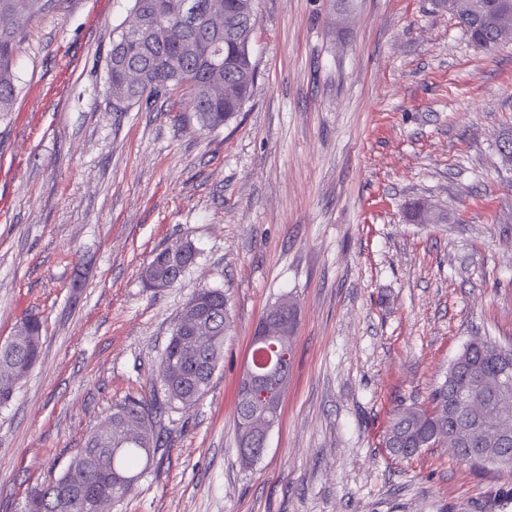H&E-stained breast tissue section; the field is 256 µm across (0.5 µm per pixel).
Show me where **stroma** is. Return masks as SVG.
Returning <instances> with one entry per match:
<instances>
[{"label": "stroma", "instance_id": "stroma-1", "mask_svg": "<svg viewBox=\"0 0 512 512\" xmlns=\"http://www.w3.org/2000/svg\"><path fill=\"white\" fill-rule=\"evenodd\" d=\"M256 0L258 76L223 129L161 96L125 112L107 58L130 0H53L27 27L0 114V343L43 325L0 405V512L61 475L126 396H150L184 305L223 289L232 327L205 395L109 512H512V471L382 436L465 343L512 344V42L471 43L436 0ZM421 202L435 222L407 209ZM199 250L172 287L154 253ZM297 313L281 418L238 453L254 330ZM170 250L173 255H170ZM198 254V249L189 241L159 251L142 271L146 286L155 289L159 286L170 287L178 281L171 278V269L181 266L185 267L186 272L195 263Z\"/></svg>", "mask_w": 512, "mask_h": 512}]
</instances>
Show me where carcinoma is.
Instances as JSON below:
<instances>
[{"label": "carcinoma", "instance_id": "obj_1", "mask_svg": "<svg viewBox=\"0 0 512 512\" xmlns=\"http://www.w3.org/2000/svg\"><path fill=\"white\" fill-rule=\"evenodd\" d=\"M131 11L144 19L145 31L135 39L124 38V26L107 60V92L112 110L125 112L160 95L180 92L194 101L193 118L203 131L214 132L236 117L249 100L257 78V65L247 43L253 41L257 25L255 0H172L175 8L163 10L166 0H131ZM51 5V0H0V13L14 17L13 27L0 30V112L12 110L17 92L14 59L30 21ZM442 6L457 21L475 46L491 51L512 41V0H442ZM227 31L209 55L186 51L185 42H208L217 30ZM136 67L143 81L134 85L125 80L124 71ZM198 249L187 241L156 253L144 267L142 277L149 288L169 287L175 280L171 269L188 268ZM192 300L205 308L212 319V334L199 345L173 328L157 371L156 380L163 390V403L157 399L128 396L116 404L112 413V433H92L67 470L43 485L28 500L33 512H90L83 488L91 486L99 493L124 498L134 485L131 476H142L151 458L162 447L159 426L162 416L191 405L206 392L224 353V339L230 329L227 297L222 288L199 290ZM29 336L23 346L9 342L0 345V377L14 370L30 368L41 352L42 326L38 319L23 320ZM512 362V345L495 348H465L448 369L445 380L431 393L430 408L408 407L393 414L384 432V447L398 459H410L422 450L446 442L448 393H463L470 387L471 373L477 371L488 382L497 379L505 361ZM261 372L269 377L282 369L289 372L291 345L273 340L261 349L256 359ZM282 395L270 381L253 393L237 391L238 440L246 437L249 421L257 414L274 424L280 418ZM142 420L140 433L124 435V416ZM475 432L502 427L512 434V407L491 410L483 417L469 420ZM479 444L453 449L463 462L483 467H508L492 457H478Z\"/></svg>", "mask_w": 512, "mask_h": 512}]
</instances>
